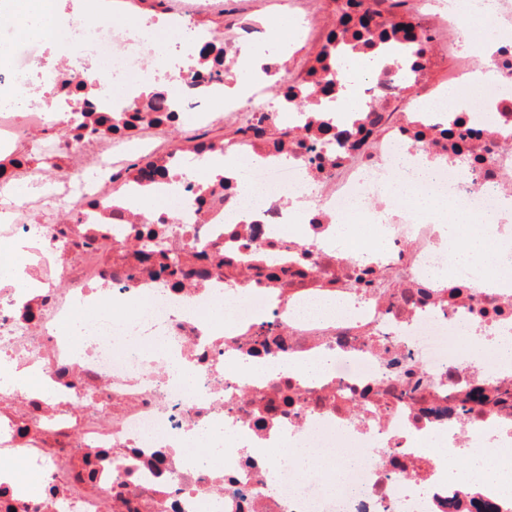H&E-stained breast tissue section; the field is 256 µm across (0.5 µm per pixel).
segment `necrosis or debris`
<instances>
[{"label":"necrosis or debris","mask_w":512,"mask_h":512,"mask_svg":"<svg viewBox=\"0 0 512 512\" xmlns=\"http://www.w3.org/2000/svg\"><path fill=\"white\" fill-rule=\"evenodd\" d=\"M357 2L386 32L374 44L325 26L320 0H288L301 40L332 51L305 65L266 57L244 104L224 88L266 30L245 8L213 26L224 0H56L78 45L57 56L0 16V87L18 99L0 104V242L23 246L34 283L0 277V368H38L46 384L0 387V460L40 478L22 496L0 482V512H512L493 489L440 479L431 449L415 447L446 432L452 460L504 448L512 476V363L494 347L512 334V291L478 287L463 269L433 279L448 265L441 224L384 193L394 158L422 156L433 187L512 251V213L500 212L512 199V0H496L490 52L466 44L472 17L443 0ZM172 24L185 32L176 43L164 36ZM353 58L371 63L364 105L341 120L328 104ZM439 59L451 63L442 85L428 78ZM486 71L481 109H449V93L469 96ZM109 81L131 83V96L103 93ZM224 125L230 136H215ZM228 151L244 167L267 158L256 196L235 175H188ZM146 191L158 211L135 206ZM301 193L302 219L290 210ZM356 202L384 216V252L328 247ZM243 209L252 221L237 220ZM329 294L348 307L303 315ZM226 301L229 330L213 317ZM82 307L100 310L88 334L69 328ZM322 353L334 365L321 378L227 373ZM174 359L193 387L170 375ZM476 392L502 401L463 413ZM285 431L328 452L348 492L298 476L279 450ZM198 432L221 452L190 464L175 442Z\"/></svg>","instance_id":"1"}]
</instances>
